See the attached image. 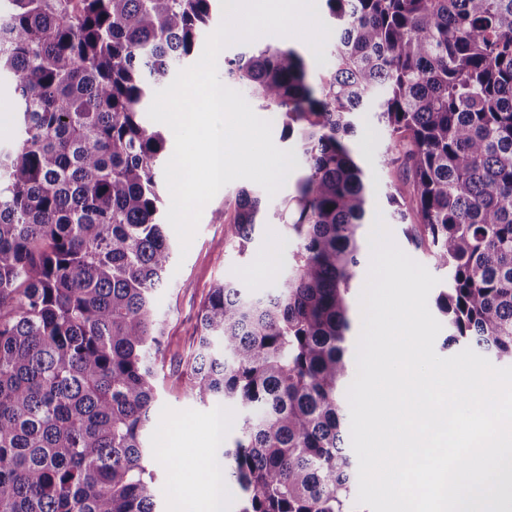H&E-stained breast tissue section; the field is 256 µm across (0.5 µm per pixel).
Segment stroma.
I'll return each mask as SVG.
<instances>
[{
	"instance_id": "stroma-1",
	"label": "stroma",
	"mask_w": 512,
	"mask_h": 512,
	"mask_svg": "<svg viewBox=\"0 0 512 512\" xmlns=\"http://www.w3.org/2000/svg\"><path fill=\"white\" fill-rule=\"evenodd\" d=\"M353 143L368 178V220L383 217L396 244L416 262L428 265L424 252L405 240L392 218L387 192L395 175L378 164L389 143L388 133L374 113H360ZM296 180V175H289L276 195L267 198L268 222L261 227L250 252L244 256L224 242V213L232 209L237 192L252 188L253 183L239 179L224 186L205 206L180 269L171 271L167 283L156 293L155 305L167 328L163 362L159 367V398L153 408L147 441L151 447L163 449L166 458L176 464L171 471L162 466L153 469L160 512H172L180 502L187 504L191 512H204L206 507L202 481L197 474L202 451L207 445L208 423L216 406L195 400L188 391L184 375L196 347L198 311L215 282L229 279L254 293L265 294L273 292L287 276L293 244L275 211L283 199L294 192ZM276 243L281 244L282 249L272 271L265 275L257 273L259 259Z\"/></svg>"
}]
</instances>
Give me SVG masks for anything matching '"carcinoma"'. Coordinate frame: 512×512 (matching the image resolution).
<instances>
[{
    "label": "carcinoma",
    "instance_id": "obj_1",
    "mask_svg": "<svg viewBox=\"0 0 512 512\" xmlns=\"http://www.w3.org/2000/svg\"><path fill=\"white\" fill-rule=\"evenodd\" d=\"M0 76L17 132L0 148V512H157L146 442L173 260L159 218L165 136L150 91L191 55L216 0H7ZM332 67L287 46L224 61L306 159L280 218L291 270L272 294L213 286L188 390L239 408L224 480L240 512H360L343 391L368 207L350 143L372 108L403 233L448 271L450 334L512 360V0H322ZM264 202L238 191L245 249Z\"/></svg>",
    "mask_w": 512,
    "mask_h": 512
}]
</instances>
